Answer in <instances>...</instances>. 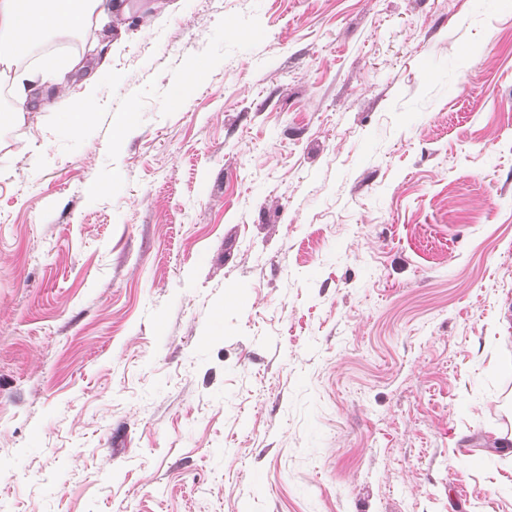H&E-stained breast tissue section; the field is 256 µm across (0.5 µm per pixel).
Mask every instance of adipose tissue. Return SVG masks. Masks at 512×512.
<instances>
[{"label":"adipose tissue","instance_id":"ef3b65f1","mask_svg":"<svg viewBox=\"0 0 512 512\" xmlns=\"http://www.w3.org/2000/svg\"><path fill=\"white\" fill-rule=\"evenodd\" d=\"M118 8L117 0H0V63L16 62L50 36L81 30L96 10Z\"/></svg>","mask_w":512,"mask_h":512}]
</instances>
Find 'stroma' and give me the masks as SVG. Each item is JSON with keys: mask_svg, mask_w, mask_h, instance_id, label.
<instances>
[{"mask_svg": "<svg viewBox=\"0 0 512 512\" xmlns=\"http://www.w3.org/2000/svg\"><path fill=\"white\" fill-rule=\"evenodd\" d=\"M127 2L0 125V512H512V0Z\"/></svg>", "mask_w": 512, "mask_h": 512, "instance_id": "1", "label": "stroma"}]
</instances>
